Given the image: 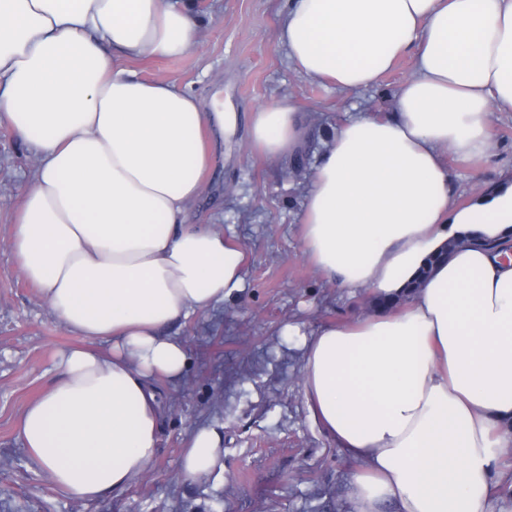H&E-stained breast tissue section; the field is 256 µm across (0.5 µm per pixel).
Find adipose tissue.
<instances>
[{
  "mask_svg": "<svg viewBox=\"0 0 512 512\" xmlns=\"http://www.w3.org/2000/svg\"><path fill=\"white\" fill-rule=\"evenodd\" d=\"M198 27L185 0H0V122L38 156L11 249L80 340L19 436L81 501L123 493L154 461V381L188 365L169 327L243 285L242 246L187 221L207 129L232 136L237 114L223 91L205 104L113 62L185 55ZM279 43L302 75L343 91L414 60L395 112L353 115L325 145L301 215L319 273L403 306L310 333L282 327L301 339L312 417L357 464L353 510L491 512L512 447V173L461 205L444 155L487 158L491 110L512 112V0H288ZM302 126L289 101L251 115L272 160L295 151ZM223 469L221 432L198 427L185 477Z\"/></svg>",
  "mask_w": 512,
  "mask_h": 512,
  "instance_id": "obj_1",
  "label": "adipose tissue"
}]
</instances>
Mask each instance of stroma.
<instances>
[{"instance_id": "35a3bbf8", "label": "stroma", "mask_w": 512, "mask_h": 512, "mask_svg": "<svg viewBox=\"0 0 512 512\" xmlns=\"http://www.w3.org/2000/svg\"><path fill=\"white\" fill-rule=\"evenodd\" d=\"M286 0H201L193 51L177 58L127 59L115 65L147 80H165L209 102L223 89L237 113L235 136L221 144L203 176L205 192L189 211L194 224H217L246 253L244 285L215 312L176 328L189 350L177 384L158 382L165 405L158 455L149 478L122 494L92 502L57 490L30 460L19 438L24 407L57 376V356L78 339L55 319L19 272L12 220L29 187L34 150L0 123V512H352L356 468L311 417L302 390V353L281 334L292 322L309 332L373 311L369 291L355 293L319 276L301 243V204L325 141L352 115L393 112L413 73L406 57L371 88L345 92L301 75L278 43ZM292 100L305 116L300 148L307 159L268 160L252 144L248 117L260 106ZM488 159L446 162L457 202H467L512 169V112H492ZM211 425L224 435V473L186 480L187 438Z\"/></svg>"}]
</instances>
